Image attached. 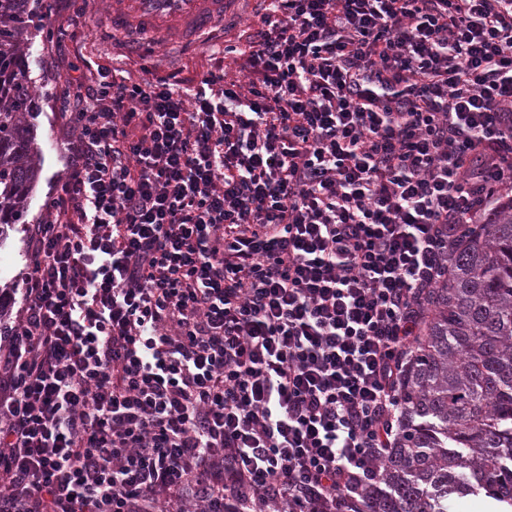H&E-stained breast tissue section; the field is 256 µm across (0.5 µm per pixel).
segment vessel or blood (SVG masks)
Returning a JSON list of instances; mask_svg holds the SVG:
<instances>
[{"instance_id": "obj_1", "label": "vessel or blood", "mask_w": 512, "mask_h": 512, "mask_svg": "<svg viewBox=\"0 0 512 512\" xmlns=\"http://www.w3.org/2000/svg\"><path fill=\"white\" fill-rule=\"evenodd\" d=\"M230 0H117L107 16L108 32L138 48L150 40L175 39L199 44L223 18Z\"/></svg>"}]
</instances>
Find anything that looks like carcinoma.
Segmentation results:
<instances>
[{"instance_id": "cac0c4a2", "label": "carcinoma", "mask_w": 512, "mask_h": 512, "mask_svg": "<svg viewBox=\"0 0 512 512\" xmlns=\"http://www.w3.org/2000/svg\"><path fill=\"white\" fill-rule=\"evenodd\" d=\"M48 8V0H0V235L24 223L39 177L24 55ZM427 314L404 368L397 442L349 509L448 512L482 494L512 512V197L478 218Z\"/></svg>"}]
</instances>
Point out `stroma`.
Wrapping results in <instances>:
<instances>
[{
    "mask_svg": "<svg viewBox=\"0 0 512 512\" xmlns=\"http://www.w3.org/2000/svg\"><path fill=\"white\" fill-rule=\"evenodd\" d=\"M256 4L257 0H236L223 26L214 27L212 38L207 43L190 48L157 47L150 60L152 78L174 74L186 82L198 80L203 73L223 61L225 42L235 41L238 32L253 20ZM111 7L112 0H87L85 9L90 17L89 22L70 30L65 50L57 55L45 54V35H36L27 45L28 75L40 90L30 118L41 150L40 181L29 200L31 217L41 214L46 194L64 168L62 153L67 131L52 112L50 98L52 93L62 92L64 79L70 74L72 66L88 61L94 65L129 71L136 79L141 76L135 54L112 42L107 35L106 18ZM26 239V225L18 224L7 238L0 240V289L20 287L28 266Z\"/></svg>",
    "mask_w": 512,
    "mask_h": 512,
    "instance_id": "35a3bbf8",
    "label": "stroma"
}]
</instances>
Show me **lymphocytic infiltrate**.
I'll return each instance as SVG.
<instances>
[{
	"label": "lymphocytic infiltrate",
	"mask_w": 512,
	"mask_h": 512,
	"mask_svg": "<svg viewBox=\"0 0 512 512\" xmlns=\"http://www.w3.org/2000/svg\"><path fill=\"white\" fill-rule=\"evenodd\" d=\"M197 83L67 77L0 359V512H336L512 195V0H259Z\"/></svg>",
	"instance_id": "obj_1"
}]
</instances>
